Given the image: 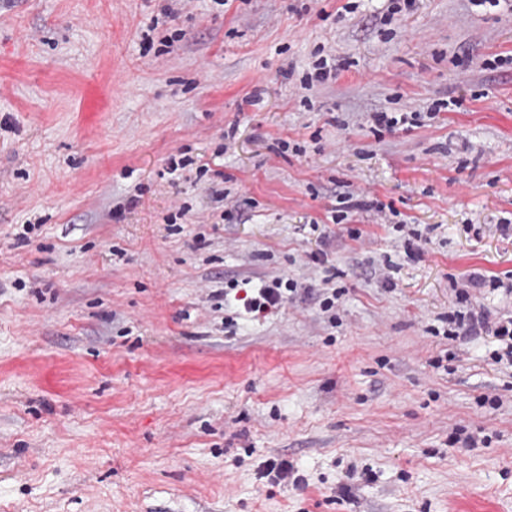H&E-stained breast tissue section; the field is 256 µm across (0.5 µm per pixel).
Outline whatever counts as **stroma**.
Listing matches in <instances>:
<instances>
[{"mask_svg":"<svg viewBox=\"0 0 512 512\" xmlns=\"http://www.w3.org/2000/svg\"><path fill=\"white\" fill-rule=\"evenodd\" d=\"M346 2L0 0V512H512V0ZM505 283L497 276H486L481 272H472L460 285L453 282L456 308L448 312L445 318L448 329L445 336L451 340L466 339L467 336H486L494 338L495 349L490 354L493 364H507L512 367V317H501L491 322L487 315L476 311L471 302L470 290L475 288H505L512 294V277H506ZM298 289L300 286L294 279L278 276L261 284L258 288H252L253 291L250 294L246 293L243 298H237V300L242 301L245 314L259 319L283 308L290 296L295 295Z\"/></svg>","mask_w":512,"mask_h":512,"instance_id":"obj_1","label":"stroma"}]
</instances>
